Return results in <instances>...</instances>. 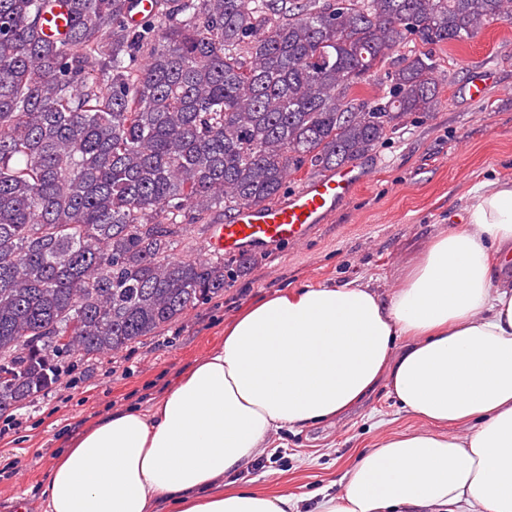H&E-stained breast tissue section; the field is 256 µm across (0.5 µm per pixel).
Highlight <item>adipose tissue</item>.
Wrapping results in <instances>:
<instances>
[{
  "label": "adipose tissue",
  "instance_id": "adipose-tissue-1",
  "mask_svg": "<svg viewBox=\"0 0 512 512\" xmlns=\"http://www.w3.org/2000/svg\"><path fill=\"white\" fill-rule=\"evenodd\" d=\"M512 181L418 247L396 284L262 297L147 405L72 439L45 512H301L237 487L270 434L345 415L386 382L421 428L374 441L311 512H512Z\"/></svg>",
  "mask_w": 512,
  "mask_h": 512
}]
</instances>
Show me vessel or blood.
<instances>
[{
	"label": "vessel or blood",
	"instance_id": "vessel-or-blood-1",
	"mask_svg": "<svg viewBox=\"0 0 512 512\" xmlns=\"http://www.w3.org/2000/svg\"><path fill=\"white\" fill-rule=\"evenodd\" d=\"M364 169L348 165L315 177L275 204L241 208L217 225L207 249L236 256L279 244H299L368 183Z\"/></svg>",
	"mask_w": 512,
	"mask_h": 512
}]
</instances>
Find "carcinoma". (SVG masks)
<instances>
[{
	"label": "carcinoma",
	"instance_id": "obj_1",
	"mask_svg": "<svg viewBox=\"0 0 512 512\" xmlns=\"http://www.w3.org/2000/svg\"><path fill=\"white\" fill-rule=\"evenodd\" d=\"M0 0V414L224 293L217 212L368 155L505 0ZM61 29L45 31L54 13ZM397 64L386 67L401 50ZM375 81L380 94L353 90ZM213 225L214 224H194L191 231L175 243L174 253L204 254Z\"/></svg>",
	"mask_w": 512,
	"mask_h": 512
}]
</instances>
